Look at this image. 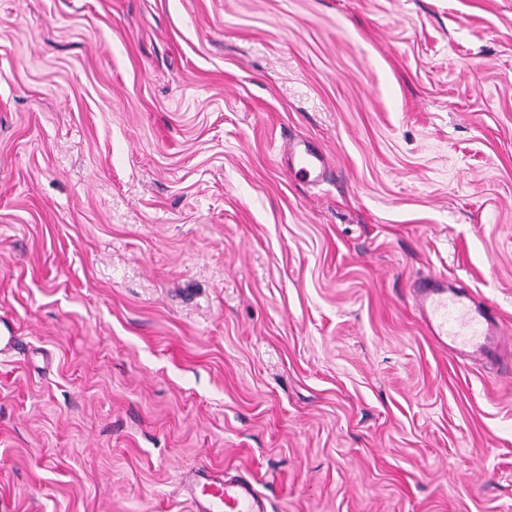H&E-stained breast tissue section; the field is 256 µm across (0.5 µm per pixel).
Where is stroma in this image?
I'll return each mask as SVG.
<instances>
[{
    "instance_id": "stroma-1",
    "label": "stroma",
    "mask_w": 512,
    "mask_h": 512,
    "mask_svg": "<svg viewBox=\"0 0 512 512\" xmlns=\"http://www.w3.org/2000/svg\"><path fill=\"white\" fill-rule=\"evenodd\" d=\"M437 275L512 331V0H0V512H512ZM301 159L297 165L293 166L294 175L311 178L313 176V180H317L321 174L322 169L325 167V159L323 156L305 148L303 150H299ZM183 481L186 492L197 505V512H267L262 495L251 481L241 476L205 478L188 471Z\"/></svg>"
}]
</instances>
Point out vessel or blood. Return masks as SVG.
I'll return each mask as SVG.
<instances>
[{
	"label": "vessel or blood",
	"mask_w": 512,
	"mask_h": 512,
	"mask_svg": "<svg viewBox=\"0 0 512 512\" xmlns=\"http://www.w3.org/2000/svg\"><path fill=\"white\" fill-rule=\"evenodd\" d=\"M294 165L296 175L320 177L323 156L303 149ZM410 294L418 316L437 347L473 361L499 360L505 346V329L496 314L475 302L463 288L451 287L447 278L426 277L412 283ZM184 487L197 512H267L262 495L240 476L201 477L189 471Z\"/></svg>",
	"instance_id": "obj_1"
}]
</instances>
